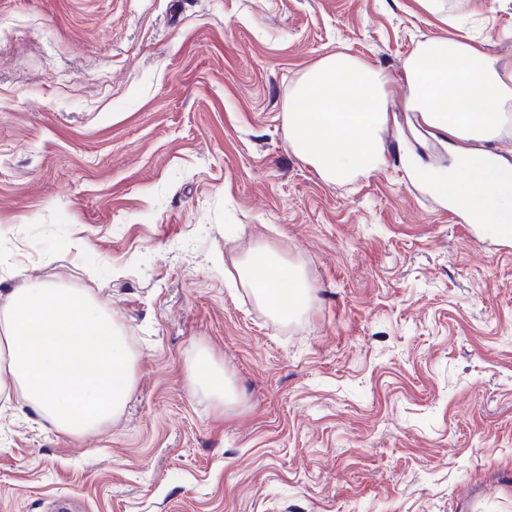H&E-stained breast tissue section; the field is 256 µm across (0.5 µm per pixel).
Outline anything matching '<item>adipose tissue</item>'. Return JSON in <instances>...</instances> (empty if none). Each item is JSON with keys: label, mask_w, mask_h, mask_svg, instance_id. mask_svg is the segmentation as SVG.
Segmentation results:
<instances>
[{"label": "adipose tissue", "mask_w": 512, "mask_h": 512, "mask_svg": "<svg viewBox=\"0 0 512 512\" xmlns=\"http://www.w3.org/2000/svg\"><path fill=\"white\" fill-rule=\"evenodd\" d=\"M408 104L426 128L452 139L485 142L512 117V69L447 37L420 42L406 70ZM384 83L370 65L338 52L310 68L290 103L288 128L326 180L346 182L383 160ZM440 199L460 203L491 234L512 236V165L487 151H466L449 174L414 171ZM257 300L285 319L304 310L302 273L257 245L236 262ZM0 322V393L15 392L56 430L99 431L118 415L133 387L134 358L124 329L86 289L25 285L14 289Z\"/></svg>", "instance_id": "adipose-tissue-1"}]
</instances>
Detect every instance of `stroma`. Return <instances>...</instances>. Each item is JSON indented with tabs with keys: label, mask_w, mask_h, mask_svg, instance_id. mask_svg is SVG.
<instances>
[{
	"label": "stroma",
	"mask_w": 512,
	"mask_h": 512,
	"mask_svg": "<svg viewBox=\"0 0 512 512\" xmlns=\"http://www.w3.org/2000/svg\"><path fill=\"white\" fill-rule=\"evenodd\" d=\"M430 37L512 65V0H0V305L90 289L136 360L82 439L0 399V512H512V239L410 179L451 162L403 106ZM337 52L393 116L342 183L287 120ZM258 242L312 287L288 320L237 275ZM192 386H201L218 401H232L235 396L224 383V368L218 367L207 353H202L189 374Z\"/></svg>",
	"instance_id": "35a3bbf8"
}]
</instances>
